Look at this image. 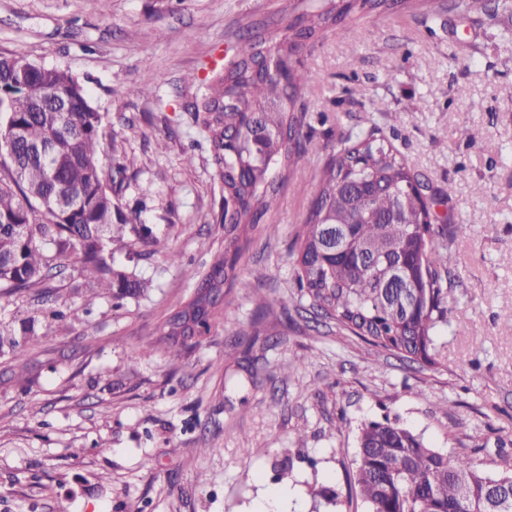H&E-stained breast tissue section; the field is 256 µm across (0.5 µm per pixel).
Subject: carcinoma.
<instances>
[{
	"instance_id": "1",
	"label": "carcinoma",
	"mask_w": 512,
	"mask_h": 512,
	"mask_svg": "<svg viewBox=\"0 0 512 512\" xmlns=\"http://www.w3.org/2000/svg\"><path fill=\"white\" fill-rule=\"evenodd\" d=\"M414 6V0H327L317 12L299 13L282 35L240 40L233 61L215 64L194 118L222 190L224 250L207 272H189L194 296L163 323L171 354L186 349L180 337L203 336L223 321L224 289L237 282L243 252L276 232L265 222L277 203L276 185L288 181L306 153L300 100L314 73L303 67L302 51L367 9ZM454 8L494 15L511 12L512 0H456ZM18 127L25 138L10 139ZM107 136L116 139L115 127L71 73L0 56V293L40 288L45 294L73 259L79 275L104 293L138 299L152 282L117 264L116 251L160 246L179 262L139 215L124 211L128 166L117 156L110 171L103 169ZM426 189L378 130L357 135L325 165L291 259L300 293L338 333L434 367L447 312L440 272L447 253ZM58 199L71 206L58 209ZM334 228L340 253L326 237ZM402 261L415 287H386ZM34 324L20 335L1 328L0 356L18 358L35 341ZM351 481L367 512H512L511 459L451 456L388 419L360 428Z\"/></svg>"
}]
</instances>
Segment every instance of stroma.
<instances>
[{"label":"stroma","mask_w":512,"mask_h":512,"mask_svg":"<svg viewBox=\"0 0 512 512\" xmlns=\"http://www.w3.org/2000/svg\"><path fill=\"white\" fill-rule=\"evenodd\" d=\"M320 3L0 0V53L87 88L122 131L103 162L133 161L124 208L181 256L119 251L153 282L119 307L68 271L50 290L71 314L62 322L45 319L37 291L0 296V326L31 319L40 338L22 375L0 359V512H257L280 486L289 512H365L347 478L360 427L387 418L451 455L512 456V13H370L304 51L317 75L303 97L308 153L267 217L278 231L243 254L223 322L181 357L164 349L162 321L196 287L184 267L206 269L224 247L222 193L194 120L201 83L241 36L284 31L294 10ZM144 83L148 94L132 95ZM372 128L428 182L439 224L471 227L445 240L435 370L338 335L294 283L290 252L322 168ZM275 296L285 307L265 308ZM286 458L292 472L275 482Z\"/></svg>","instance_id":"35a3bbf8"}]
</instances>
